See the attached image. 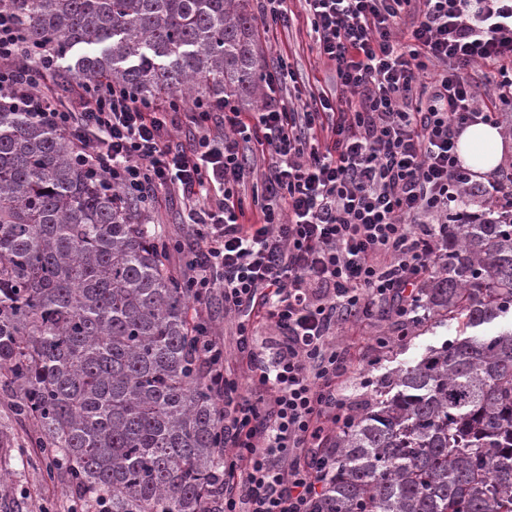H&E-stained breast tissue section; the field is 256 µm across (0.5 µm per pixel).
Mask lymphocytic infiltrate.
Instances as JSON below:
<instances>
[{"instance_id":"obj_1","label":"lymphocytic infiltrate","mask_w":512,"mask_h":512,"mask_svg":"<svg viewBox=\"0 0 512 512\" xmlns=\"http://www.w3.org/2000/svg\"><path fill=\"white\" fill-rule=\"evenodd\" d=\"M303 9L335 89L299 108L278 99L294 76L281 56L261 111L227 101L187 113L105 81L58 82L47 55L28 67L23 29L0 12V102L66 136L105 190L142 208L177 194L191 232L174 249L196 320L217 301L273 330L264 353L253 323L238 324L244 381L227 371L211 329L198 332L223 415V512H311L322 475L310 462L345 405L336 380L349 361L333 330L415 314L449 225L487 219L462 213L465 202L482 198L497 223L512 222V171L478 181L457 152L464 128L512 112V0H304ZM406 17L402 43L395 28ZM478 66L498 89L488 105Z\"/></svg>"}]
</instances>
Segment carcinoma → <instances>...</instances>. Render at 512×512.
Here are the masks:
<instances>
[{
	"mask_svg": "<svg viewBox=\"0 0 512 512\" xmlns=\"http://www.w3.org/2000/svg\"><path fill=\"white\" fill-rule=\"evenodd\" d=\"M57 77L172 103L252 102L250 0H0ZM73 144L0 103V379L103 512H219L224 426L196 359L190 290L136 204ZM423 289L461 331L512 314V224L448 225ZM349 406L313 512H512V327L448 340Z\"/></svg>",
	"mask_w": 512,
	"mask_h": 512,
	"instance_id": "carcinoma-1",
	"label": "carcinoma"
}]
</instances>
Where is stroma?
I'll use <instances>...</instances> for the list:
<instances>
[{"label":"stroma","mask_w":512,"mask_h":512,"mask_svg":"<svg viewBox=\"0 0 512 512\" xmlns=\"http://www.w3.org/2000/svg\"><path fill=\"white\" fill-rule=\"evenodd\" d=\"M289 7L297 17L289 32L259 35L265 65H272L283 54L312 88L332 85L333 67L317 52L301 0H291ZM395 334L392 320L377 316L337 329L334 341L347 350L351 360L348 371L338 381L345 401L365 393L373 381L415 364L430 349L458 337L459 328L457 320L441 310L426 313L404 340L395 341ZM378 336L391 337V344L376 346L374 339ZM16 401L14 391L0 386V467L10 471L9 478L0 481V512H69L74 498L64 489L62 480H48V460L37 444L32 426L17 416Z\"/></svg>","instance_id":"obj_1"}]
</instances>
